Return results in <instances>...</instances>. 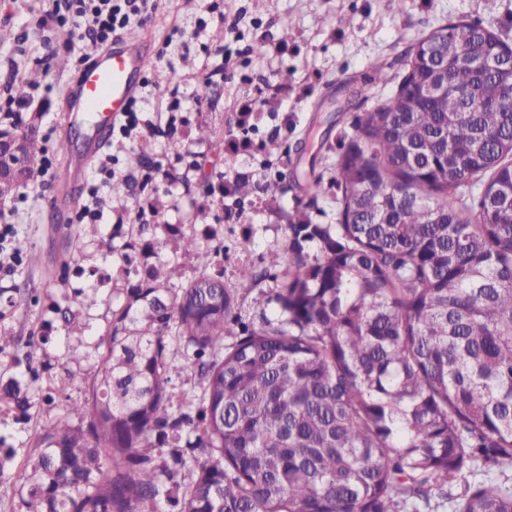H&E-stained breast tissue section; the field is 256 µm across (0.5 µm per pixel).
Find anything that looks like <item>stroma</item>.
Listing matches in <instances>:
<instances>
[{
    "label": "stroma",
    "mask_w": 512,
    "mask_h": 512,
    "mask_svg": "<svg viewBox=\"0 0 512 512\" xmlns=\"http://www.w3.org/2000/svg\"><path fill=\"white\" fill-rule=\"evenodd\" d=\"M49 7L48 0H0V98L11 71L24 80L38 74L18 117H37L54 168L40 196L0 201L23 258L15 275L0 276V330L15 339L0 351V512H24L18 490L43 449V426H78L69 408L89 394L113 311L144 267L179 255V234L192 236L206 257L202 265L186 262L183 280L219 272L234 289L242 265L270 271L251 292H236L234 304L249 323L275 317V305L259 299L288 266L284 215L307 206L305 173L331 179L356 119L389 94L373 63L399 72L423 37L456 21L481 23L512 45V0H155L129 29L149 34L158 57L139 79V129L126 141L112 133L89 158L84 140L95 116L67 112V90L80 75L75 60L86 46L77 35L64 46L38 26ZM219 27L220 46L212 38ZM214 68L223 79L203 86ZM285 71L292 74L286 83ZM248 99L265 106L243 123L239 105ZM202 127L209 138H199ZM66 139L74 145L64 153L58 145ZM70 163L82 164L83 174L75 186L58 187L55 173ZM157 165L163 177L147 180ZM240 176L256 177L257 191L222 197V181ZM106 179L123 191L106 192L99 219L74 223L91 187ZM55 196L67 223L48 216ZM335 196L329 186L307 206L312 223L337 222ZM168 224L178 235L165 232ZM20 397L27 408L17 405Z\"/></svg>",
    "instance_id": "stroma-1"
}]
</instances>
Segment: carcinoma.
<instances>
[{
    "label": "carcinoma",
    "mask_w": 512,
    "mask_h": 512,
    "mask_svg": "<svg viewBox=\"0 0 512 512\" xmlns=\"http://www.w3.org/2000/svg\"><path fill=\"white\" fill-rule=\"evenodd\" d=\"M397 89L355 126L332 185L336 224L288 215L282 275L255 327L222 279L180 288L152 265L102 338L96 380L21 488L26 512H512V45L467 22L428 34ZM448 84L457 111L429 97ZM24 162L0 199L35 181ZM238 178L222 195L246 198ZM180 235L183 258L203 257ZM197 382L173 405L172 375ZM191 482L181 487L178 475Z\"/></svg>",
    "instance_id": "carcinoma-1"
}]
</instances>
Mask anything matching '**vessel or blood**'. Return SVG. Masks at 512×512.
Listing matches in <instances>:
<instances>
[{
  "instance_id": "b4317fda",
  "label": "vessel or blood",
  "mask_w": 512,
  "mask_h": 512,
  "mask_svg": "<svg viewBox=\"0 0 512 512\" xmlns=\"http://www.w3.org/2000/svg\"><path fill=\"white\" fill-rule=\"evenodd\" d=\"M153 64L146 41L137 37L96 54L71 92L78 111L95 113L101 128H110L133 98L138 77Z\"/></svg>"
}]
</instances>
